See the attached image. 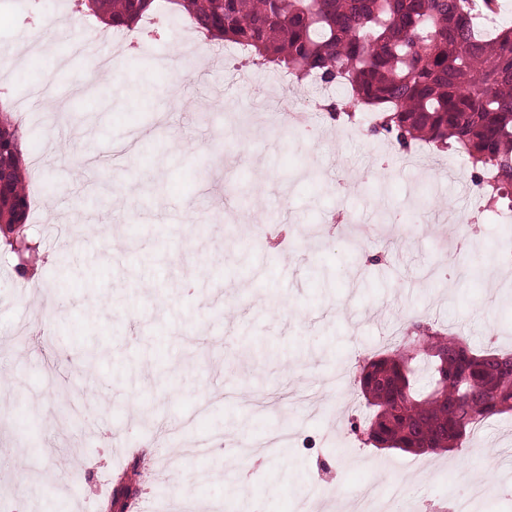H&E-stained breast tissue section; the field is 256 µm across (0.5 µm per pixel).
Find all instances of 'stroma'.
<instances>
[{"label":"stroma","instance_id":"1","mask_svg":"<svg viewBox=\"0 0 512 512\" xmlns=\"http://www.w3.org/2000/svg\"><path fill=\"white\" fill-rule=\"evenodd\" d=\"M60 18L51 50L28 45ZM98 27L73 0H0L11 48L0 103L25 104L22 149L42 154L39 178L24 181L31 222L0 242V496L14 494L21 512H136L144 497L153 512H286L303 497L311 512H338L372 477L404 481L412 512L463 497L466 469L491 454L499 464L474 512H512V412L452 451L377 449L350 430L369 414L362 398L332 386L416 319L512 352V284L476 266L505 250L498 218L512 203L470 213L464 156L402 152L368 134L367 112L352 136L314 112L325 136L303 145L275 106L282 71L263 66L240 83L224 61L230 44L186 68L178 25L136 49L99 44L113 62L92 72L63 44ZM354 224L375 227L356 248ZM463 232L468 274L441 284L430 273ZM56 296L66 306L46 319L41 304ZM281 301L287 311L273 312ZM97 423L138 442L141 457L91 441ZM280 425L285 449L243 466L235 448L187 452ZM346 431L348 472L335 451Z\"/></svg>","mask_w":512,"mask_h":512}]
</instances>
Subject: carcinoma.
Here are the masks:
<instances>
[{
  "label": "carcinoma",
  "mask_w": 512,
  "mask_h": 512,
  "mask_svg": "<svg viewBox=\"0 0 512 512\" xmlns=\"http://www.w3.org/2000/svg\"><path fill=\"white\" fill-rule=\"evenodd\" d=\"M497 0H82L107 31L131 30L165 10L210 40L241 46L299 84L348 86L354 106L376 113L369 133L410 148L451 145L470 160L490 199L512 196V27L481 33L472 2ZM22 131L0 110V224L27 222L19 170ZM425 347L393 349L352 370L373 408L371 443L461 447L491 417L512 410V354L473 349L420 322Z\"/></svg>",
  "instance_id": "1"
}]
</instances>
